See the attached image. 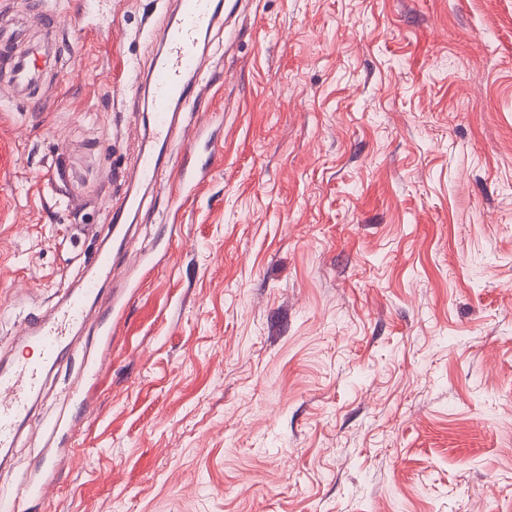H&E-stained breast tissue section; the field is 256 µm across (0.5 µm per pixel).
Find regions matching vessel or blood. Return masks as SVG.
Listing matches in <instances>:
<instances>
[{
	"instance_id": "b4317fda",
	"label": "vessel or blood",
	"mask_w": 512,
	"mask_h": 512,
	"mask_svg": "<svg viewBox=\"0 0 512 512\" xmlns=\"http://www.w3.org/2000/svg\"><path fill=\"white\" fill-rule=\"evenodd\" d=\"M107 0H73V10L84 18L82 27L85 42H96L99 37L98 20L103 15ZM222 8L219 0H178L174 19L165 28L164 49L157 54L148 70V92L152 112L153 134L161 143H169L174 130H181L178 149L162 157L154 152L143 154L134 177L143 184L159 181L160 168L174 171L179 200H186L198 191L207 177L204 167L186 160L195 142L208 134L204 122L185 121L177 124V107L189 100L193 89L190 80L199 71L202 55L199 38L219 22ZM22 29L15 26L0 29V52L8 58L7 67L16 85L32 84L38 69L36 57L18 51ZM113 257L110 252L98 253L80 291L64 292L50 317L37 316L24 320L10 342L19 347L36 349L37 357H15L0 363V450L14 447L22 420L30 413L41 395L50 370L61 352L70 348L76 328L85 324L87 301L98 295L102 278L110 276ZM54 457L42 463L43 480L25 485L23 493L0 491V512H19V497L44 496L49 485L48 473L54 467Z\"/></svg>"
}]
</instances>
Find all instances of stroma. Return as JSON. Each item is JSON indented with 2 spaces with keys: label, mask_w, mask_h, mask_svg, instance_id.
Here are the masks:
<instances>
[{
  "label": "stroma",
  "mask_w": 512,
  "mask_h": 512,
  "mask_svg": "<svg viewBox=\"0 0 512 512\" xmlns=\"http://www.w3.org/2000/svg\"><path fill=\"white\" fill-rule=\"evenodd\" d=\"M71 0L36 99L0 82V353L112 244L140 283L79 335L0 467L23 512H512V0H237L203 38L212 172L166 216L136 68L176 0ZM121 93H114V85ZM110 2L112 4V0H74L73 3V11L83 17L84 19H88L83 27L80 29L83 33V39L87 43H96L99 37V25L97 23V19L103 16L102 5ZM109 23H112L108 15L104 18Z\"/></svg>",
  "instance_id": "1"
}]
</instances>
